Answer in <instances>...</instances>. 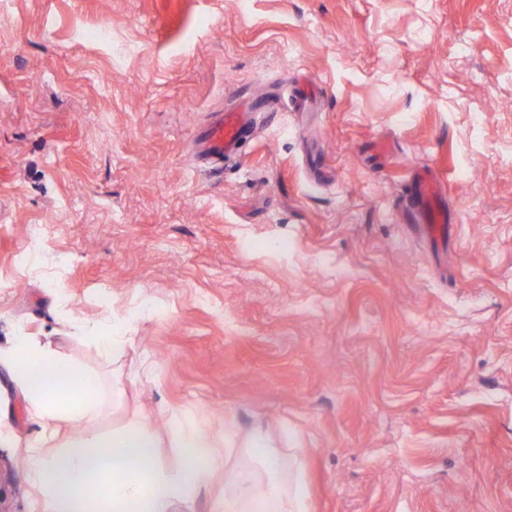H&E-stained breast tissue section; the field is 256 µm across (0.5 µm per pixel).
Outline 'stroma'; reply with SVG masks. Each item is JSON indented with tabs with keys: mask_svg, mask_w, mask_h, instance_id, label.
<instances>
[{
	"mask_svg": "<svg viewBox=\"0 0 512 512\" xmlns=\"http://www.w3.org/2000/svg\"><path fill=\"white\" fill-rule=\"evenodd\" d=\"M238 106L256 134L206 163ZM422 168L444 246L404 215ZM21 334L120 378L98 431L301 449L308 512H512V0H0V349ZM0 429V507L44 512L2 365ZM256 114L246 112H218L202 131L200 154L211 162H221L235 154L241 143L253 134ZM131 330V323L126 316H113L107 330L92 328L94 336H87L96 344L100 355L104 358H114L128 343L132 336H126Z\"/></svg>",
	"mask_w": 512,
	"mask_h": 512,
	"instance_id": "35a3bbf8",
	"label": "stroma"
}]
</instances>
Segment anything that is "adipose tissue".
Returning <instances> with one entry per match:
<instances>
[{"mask_svg": "<svg viewBox=\"0 0 512 512\" xmlns=\"http://www.w3.org/2000/svg\"><path fill=\"white\" fill-rule=\"evenodd\" d=\"M0 361L40 421L27 446L47 512H178L222 471L231 479L211 512L307 510L298 455L273 450L262 431L207 432L191 416L176 418L171 439L183 460L170 473L156 456L157 437L147 424L109 434L93 428L112 396L111 383L99 372L76 370L51 344L26 335L0 352ZM60 456L66 467H58ZM90 485L97 488L92 498L85 494Z\"/></svg>", "mask_w": 512, "mask_h": 512, "instance_id": "obj_1", "label": "adipose tissue"}]
</instances>
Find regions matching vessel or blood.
Here are the masks:
<instances>
[{"mask_svg": "<svg viewBox=\"0 0 512 512\" xmlns=\"http://www.w3.org/2000/svg\"><path fill=\"white\" fill-rule=\"evenodd\" d=\"M255 125L256 119L251 113H218L201 133V156L219 162L236 153L241 143L253 134ZM405 211L427 237L447 238L453 218L444 199L442 183L431 171L417 174Z\"/></svg>", "mask_w": 512, "mask_h": 512, "instance_id": "1", "label": "vessel or blood"}]
</instances>
